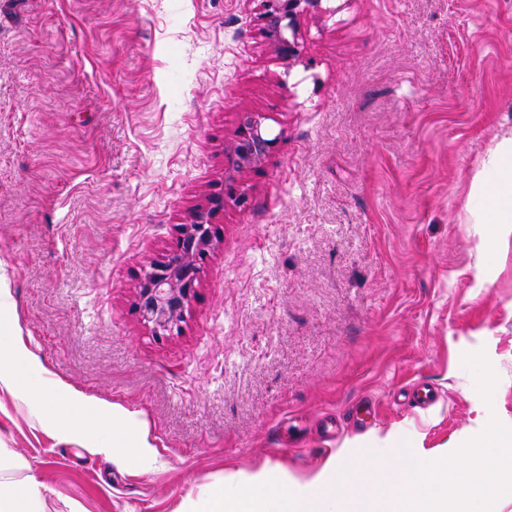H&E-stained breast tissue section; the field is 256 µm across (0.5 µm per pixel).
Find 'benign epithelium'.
Here are the masks:
<instances>
[{"mask_svg":"<svg viewBox=\"0 0 512 512\" xmlns=\"http://www.w3.org/2000/svg\"><path fill=\"white\" fill-rule=\"evenodd\" d=\"M261 32L284 63L301 53V19L321 9L322 0H260ZM278 138L270 135L263 117L241 113L235 139L229 149L231 170L243 173L261 167L275 152ZM224 207V197L211 196L181 225L175 248L151 262L140 278L136 307L156 336L180 329L189 302L199 284L200 263L213 242L211 218Z\"/></svg>","mask_w":512,"mask_h":512,"instance_id":"obj_1","label":"benign epithelium"}]
</instances>
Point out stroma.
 Returning <instances> with one entry per match:
<instances>
[{
	"instance_id": "35a3bbf8",
	"label": "stroma",
	"mask_w": 512,
	"mask_h": 512,
	"mask_svg": "<svg viewBox=\"0 0 512 512\" xmlns=\"http://www.w3.org/2000/svg\"><path fill=\"white\" fill-rule=\"evenodd\" d=\"M322 7L287 66L257 0H0L4 318L45 398L141 413L159 455L90 454L0 390L45 512H175L266 465L302 485L335 455L512 427V225L477 217L512 133V0ZM245 109L279 143L234 176ZM218 194L182 330L153 336L142 271ZM415 382L431 406L402 400ZM363 399L379 415L351 425Z\"/></svg>"
}]
</instances>
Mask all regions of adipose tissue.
I'll list each match as a JSON object with an SVG mask.
<instances>
[{
    "mask_svg": "<svg viewBox=\"0 0 512 512\" xmlns=\"http://www.w3.org/2000/svg\"><path fill=\"white\" fill-rule=\"evenodd\" d=\"M487 203L479 219L484 224H512V135L503 138L488 161ZM31 358L20 330L0 328V389L24 390L41 402L44 422L57 430L59 438L79 440L96 455L112 459L133 452L139 467L152 469L157 451L142 433L136 413L119 406L89 407L65 392L56 393L52 403L43 401V380ZM112 428L111 443H103L96 433L99 426ZM23 458L0 452V512H44L43 486L35 479L18 481L13 470L25 467Z\"/></svg>",
    "mask_w": 512,
    "mask_h": 512,
    "instance_id": "obj_1",
    "label": "adipose tissue"
}]
</instances>
